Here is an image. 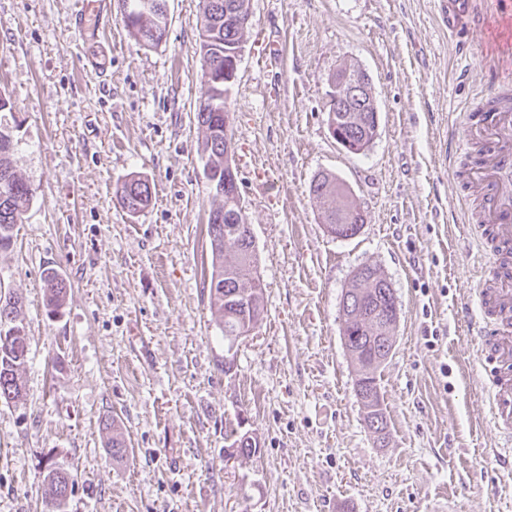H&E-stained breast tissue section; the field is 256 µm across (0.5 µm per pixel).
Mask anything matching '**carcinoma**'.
Listing matches in <instances>:
<instances>
[{"instance_id": "obj_1", "label": "carcinoma", "mask_w": 512, "mask_h": 512, "mask_svg": "<svg viewBox=\"0 0 512 512\" xmlns=\"http://www.w3.org/2000/svg\"><path fill=\"white\" fill-rule=\"evenodd\" d=\"M127 19L134 28L147 26L139 13L141 0H123ZM200 29L208 32L211 59L201 60L218 69L224 63V15L202 17ZM212 101L213 110L196 112L197 125L203 131L200 152L205 158L215 186L224 185V150L209 146L210 141L224 142V85L206 91ZM378 128L371 121L358 127L354 154L369 149L377 136ZM318 186L309 187L310 198L316 202L321 223L326 231L336 238H352L362 229L365 214L347 184L332 172H321L315 176ZM145 182L139 175L124 181L120 199L130 201L127 213L136 215L151 201V192L141 190ZM0 198L6 207L0 209V250L13 242L16 225L22 223L23 215L32 199L33 190L17 172L14 165V144L9 132L0 129ZM247 225L226 224L218 244L211 247V275L209 281L210 311L224 337L227 348H233L238 338L253 331L262 321L264 307V284L259 272V258L255 241H246ZM47 306L55 312L63 305L67 294L66 281L55 271L46 275ZM397 296L391 280L382 268L372 262L359 265L342 292L341 340L354 364L356 377L354 392L364 412V422L373 418L382 420L383 429H388L386 409L381 400L377 373L387 361L388 355L373 354L374 347L384 340L394 347L399 322ZM22 300L16 294L0 293V402L16 403L23 398L20 371L27 363L29 348L24 327L19 320ZM100 425L112 436L108 448L115 459L127 453V443L118 420L105 417ZM61 468L50 464L46 480L48 496L45 512H60V506L73 489L60 480Z\"/></svg>"}]
</instances>
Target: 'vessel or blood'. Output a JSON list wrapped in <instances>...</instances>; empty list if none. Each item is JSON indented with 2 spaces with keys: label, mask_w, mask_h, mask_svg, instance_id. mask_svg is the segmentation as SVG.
Here are the masks:
<instances>
[{
  "label": "vessel or blood",
  "mask_w": 512,
  "mask_h": 512,
  "mask_svg": "<svg viewBox=\"0 0 512 512\" xmlns=\"http://www.w3.org/2000/svg\"><path fill=\"white\" fill-rule=\"evenodd\" d=\"M448 38L458 54H466L463 34L480 30L493 34L501 53L512 60V0H442ZM494 104L469 109L462 125L461 150L473 144L484 151L470 180L484 191L483 220L489 226L501 256L512 254V79L496 77ZM475 296L482 309L463 318L464 334L475 350L480 367L490 377L479 380L487 394L491 420L503 448L512 447V266L502 265L494 283L479 282Z\"/></svg>",
  "instance_id": "obj_1"
}]
</instances>
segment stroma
Returning a JSON list of instances; mask_svg holds the SVG:
<instances>
[{
  "instance_id": "obj_1",
  "label": "stroma",
  "mask_w": 512,
  "mask_h": 512,
  "mask_svg": "<svg viewBox=\"0 0 512 512\" xmlns=\"http://www.w3.org/2000/svg\"><path fill=\"white\" fill-rule=\"evenodd\" d=\"M86 2L0 0L11 102L0 123L34 191L0 251V288L22 298L30 348L23 399L0 403V512H43L50 463L77 474L64 512H512L460 323L491 276L480 226L463 219L480 208L459 174L476 156L456 150L464 107L489 85L484 34L457 56L438 0H252L227 110L265 314L230 350L209 311L212 198L194 120L202 0H168L155 48L129 36L122 0H107L109 28L78 33ZM346 63L371 77L379 107L362 154L327 127L330 79ZM322 171L364 209L357 236L320 223L309 185ZM134 174L152 201L131 216L116 188ZM367 261L400 307L378 371L382 446L340 336L342 291ZM48 268L68 285L56 313ZM107 416L128 440L120 461L99 427ZM246 432L255 456L225 464Z\"/></svg>"
}]
</instances>
